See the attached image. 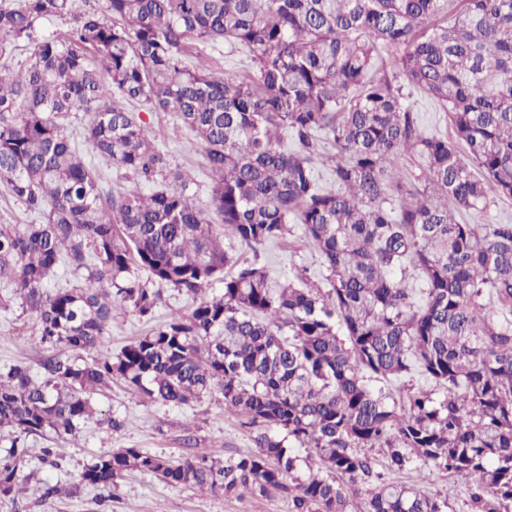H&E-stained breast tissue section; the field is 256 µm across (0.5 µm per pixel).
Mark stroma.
I'll use <instances>...</instances> for the list:
<instances>
[{"mask_svg":"<svg viewBox=\"0 0 512 512\" xmlns=\"http://www.w3.org/2000/svg\"><path fill=\"white\" fill-rule=\"evenodd\" d=\"M408 101L420 115L424 135L453 137V126L447 112L426 94L410 90ZM153 126L155 144L168 154L174 165L193 179L192 191L198 208L209 209V172L201 148L193 136L170 113H148ZM259 262L272 277H290L306 270L311 284L326 287L325 270L319 253L304 237L299 227L278 243L260 252ZM31 325L19 307L0 308V367L17 361L37 367L46 351L31 346L23 329ZM96 414L76 435L66 438L46 434L30 439L34 448L57 449L60 469L44 467L38 460H29L23 470L27 479L25 492L11 498H0V512H290L287 498L251 496L227 498L200 492L188 486H168L148 474L127 475L105 492L80 484L83 466L95 455L115 448H137L143 452L177 458L195 453L216 460L253 449L248 429L225 414L221 396L183 406H161L113 384L104 394L95 396ZM124 420L122 430H113L110 421ZM400 481H421L430 493H448V512H468L472 483L453 481L444 473L425 478L416 474H400ZM63 482L72 485L73 495L44 497V487Z\"/></svg>","mask_w":512,"mask_h":512,"instance_id":"obj_1","label":"stroma"}]
</instances>
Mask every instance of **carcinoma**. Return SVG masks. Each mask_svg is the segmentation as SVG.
Returning a JSON list of instances; mask_svg holds the SVG:
<instances>
[{
    "label": "carcinoma",
    "instance_id": "obj_1",
    "mask_svg": "<svg viewBox=\"0 0 512 512\" xmlns=\"http://www.w3.org/2000/svg\"><path fill=\"white\" fill-rule=\"evenodd\" d=\"M0 0V188L36 223L0 224V282L60 349L32 376L0 369V497L21 491L25 440L75 434L118 382L162 406L218 393L257 430L222 461L117 448L80 481L131 471L290 512H448V496L390 478L475 482L470 512L512 505V224L462 215L512 198V0ZM67 21L43 34L45 19ZM247 51L224 78L206 43ZM447 112L428 137L405 87ZM171 112L204 151L212 213L193 202L140 113ZM84 145L155 186L103 195ZM294 146L282 145L281 132ZM424 162L417 175L403 154ZM327 168L336 188L318 186ZM303 227L330 288L242 262ZM67 265L82 282L48 290ZM164 283L196 299L118 352L94 354L112 313L152 320ZM421 377L426 390L407 383ZM381 449L384 470L363 450Z\"/></svg>",
    "mask_w": 512,
    "mask_h": 512
}]
</instances>
